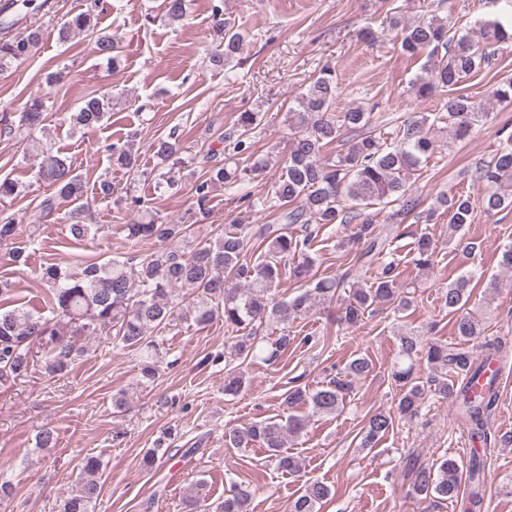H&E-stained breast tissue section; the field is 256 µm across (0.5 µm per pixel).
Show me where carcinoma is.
Here are the masks:
<instances>
[{
  "label": "carcinoma",
  "instance_id": "1",
  "mask_svg": "<svg viewBox=\"0 0 512 512\" xmlns=\"http://www.w3.org/2000/svg\"><path fill=\"white\" fill-rule=\"evenodd\" d=\"M187 8L188 0H161V17L170 23L178 22L186 16ZM211 12L213 36L219 49L211 53L209 63L214 69L224 70L241 54L244 35L224 17V0H211ZM91 20L92 13L88 11L72 15L60 28V37L68 38L89 29ZM389 24L397 32L401 53L413 58L427 52L412 89L421 98L431 97L439 89L446 92L441 111L418 112L389 132L376 125L374 112L361 107L335 113L336 74L326 66L288 111L291 140L280 159L279 180L271 195L263 199L254 198L240 177L242 171L256 174L268 166L269 160L256 158L251 152L250 134L259 126L261 116L252 110L238 113L234 124L224 130V161L211 165L204 177L194 183L200 213H206L213 188L224 185L237 188L239 199L252 209L277 211L279 223L257 228L238 224L212 242L195 245L189 241L184 225L156 219L142 198L132 197V203L141 211V219L124 225L125 240L136 244L155 239L169 247L139 262L133 257L115 256L102 264L89 263L75 275L62 271L56 264L44 266L41 279L48 287L49 315L34 313L24 306L0 310V383L29 373L34 347L42 352L46 374H68L75 360L85 352L81 343L85 336L110 340L117 347L137 352L139 385L148 388L160 371L162 355L157 337L190 318L197 325L208 324L220 312L224 328L232 334L229 359L238 362L224 376V394L235 396L247 383L242 364L255 360L275 363L296 340L288 333V324L321 305L341 299L339 321L348 328L358 326L365 314L378 305L395 302L398 310H408L412 300L400 293L407 284L400 280L396 261L380 263L370 280L353 282L348 294L341 298L343 282L309 278L315 264L312 246L327 228L354 224L357 237L368 242L366 254L374 257L383 253L387 237L379 227L380 212L397 206L386 216L393 221L419 206L407 183L414 172L428 164L438 148L434 126L448 123L453 135L462 139L487 119L488 113L479 102L455 93V89L466 78L491 65L495 55L492 46L505 43L512 35L499 22L488 21L477 41L467 34L456 36L451 33L448 20L436 14L416 23L393 17ZM38 39L36 31L0 39V71L27 58ZM116 48V39L109 34L98 36L95 42L97 54L109 61L113 60ZM492 96L500 104L512 105V79L500 81ZM110 110L109 99L91 95L83 100L71 121L76 126L94 128L107 118ZM46 112L44 98L33 97L19 113L18 127L27 133L42 129ZM345 132L350 134L345 152L324 158V150ZM29 145L41 156L39 177L54 189L41 201V209L50 214L58 201H68L74 204L68 212L71 235L77 240L95 235L97 227L83 223V213L90 202L82 178L75 173L69 158L35 139ZM153 150L162 164L168 166L160 177L168 186H174L175 166L184 164L178 134L172 132L155 141ZM105 151L114 166L128 172L138 169V156L126 146L110 143ZM472 179L485 187L481 201L485 211L511 208L512 149L506 146L493 161L476 167ZM23 190L24 185L14 179H0V199L16 197ZM474 208L475 202L468 194H443L427 212L426 221L433 220L441 210L448 214L450 230L456 232L471 223ZM255 240L265 250L253 261L248 255ZM413 252L412 262L417 269L426 271L433 267L435 247L427 234L415 237ZM285 271L294 280L305 282L302 291L288 301L276 295ZM473 278L471 273L465 275L441 293L448 312L457 314L453 325L457 341L431 342L425 339V333L411 327L398 331L391 379L399 388V397L393 409L369 415L362 447L371 448L383 438L394 427L395 416L416 417L428 394L452 399L457 418L472 433L485 434L487 415L499 399L497 378L490 372V365L502 363L512 354V346L500 338L472 345L483 335L485 325L483 315L465 310ZM263 319L282 325L280 336L267 345L257 338L256 322ZM423 361L429 373L420 378L416 370ZM371 369V360L358 356L345 364L340 376L314 391L302 386L290 388L281 402L288 412L285 418L231 428L224 432L225 447L249 448L258 443L270 453L278 470L293 476L299 474L302 464L285 450V440L301 435L306 418L292 410L307 406L316 416H339L353 382L367 376ZM169 450L166 440L157 441L143 458V466L153 467ZM483 466L479 456L472 457L465 468L442 457L430 466L413 458L409 462L412 494L421 500L457 501L465 477L471 485L465 512H476L482 501L479 487ZM102 475L101 458L85 455L59 512H94L102 491ZM253 495L250 485L233 483L224 497L212 504V512H249ZM329 496L330 488L323 482L307 481L290 504L289 512H318V506Z\"/></svg>",
  "mask_w": 512,
  "mask_h": 512
}]
</instances>
